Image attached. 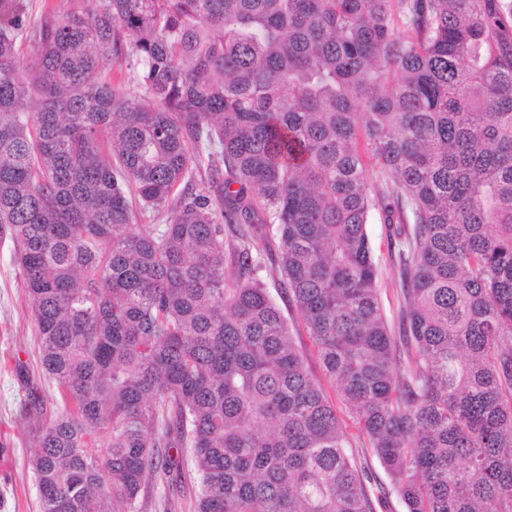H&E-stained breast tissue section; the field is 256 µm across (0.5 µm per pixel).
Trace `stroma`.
I'll list each match as a JSON object with an SVG mask.
<instances>
[{"instance_id":"obj_1","label":"stroma","mask_w":512,"mask_h":512,"mask_svg":"<svg viewBox=\"0 0 512 512\" xmlns=\"http://www.w3.org/2000/svg\"><path fill=\"white\" fill-rule=\"evenodd\" d=\"M368 230L375 243L378 283L383 310L389 323H396L400 278L396 255L388 246V227L373 220ZM35 377L39 394L48 412H56L60 394L55 380L40 368L32 326V302L25 290L20 269L14 260L10 238L0 237V512H39L38 494L29 459L33 442L24 410L28 389L25 376ZM336 412L351 439L360 463L371 473L370 488L386 492L376 512H404L391 492V479L358 432L344 406Z\"/></svg>"}]
</instances>
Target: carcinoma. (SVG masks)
<instances>
[{
    "label": "carcinoma",
    "instance_id": "cac0c4a2",
    "mask_svg": "<svg viewBox=\"0 0 512 512\" xmlns=\"http://www.w3.org/2000/svg\"><path fill=\"white\" fill-rule=\"evenodd\" d=\"M0 235L40 512H374L269 276L405 512H512L505 0H0ZM368 230L375 243V258L378 267V283L384 313L391 326H397L399 309L400 278L397 257L390 253L388 226L382 224L376 215Z\"/></svg>",
    "mask_w": 512,
    "mask_h": 512
}]
</instances>
